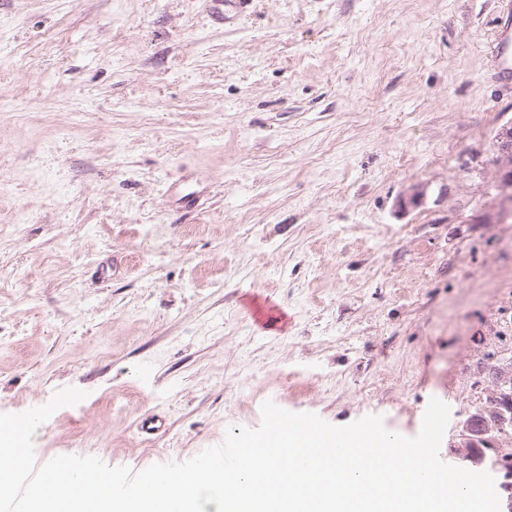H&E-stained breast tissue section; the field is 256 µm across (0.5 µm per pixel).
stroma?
I'll list each match as a JSON object with an SVG mask.
<instances>
[{"instance_id":"obj_1","label":"stroma","mask_w":512,"mask_h":512,"mask_svg":"<svg viewBox=\"0 0 512 512\" xmlns=\"http://www.w3.org/2000/svg\"><path fill=\"white\" fill-rule=\"evenodd\" d=\"M503 22L501 0H251L220 26L204 0H0V413L85 390L36 455L134 476L271 398L408 437L437 398L441 460L475 470L459 424L512 352ZM492 55L499 62L498 75L502 78L512 76V37L509 35H499L492 47ZM499 170L496 189L512 190V121L503 124L497 131Z\"/></svg>"}]
</instances>
